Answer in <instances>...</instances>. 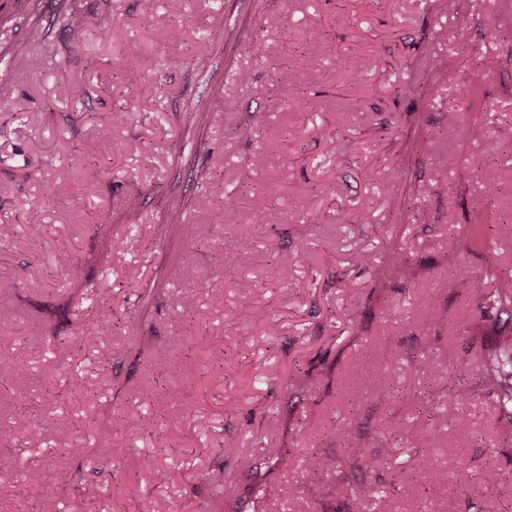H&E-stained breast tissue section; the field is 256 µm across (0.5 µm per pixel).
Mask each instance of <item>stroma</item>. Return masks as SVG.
Returning a JSON list of instances; mask_svg holds the SVG:
<instances>
[{
  "label": "stroma",
  "instance_id": "obj_1",
  "mask_svg": "<svg viewBox=\"0 0 512 512\" xmlns=\"http://www.w3.org/2000/svg\"><path fill=\"white\" fill-rule=\"evenodd\" d=\"M71 13L98 29L74 31ZM182 19L191 35L175 43L167 0H0V225L13 228L0 240V337L23 373L0 376V427L15 432L0 448V512H36L31 469L59 482V512H138L144 496L155 512H377L382 492L394 512H512V407L477 386L485 359H512V314L483 277L491 258L512 269V234L489 254L466 247L470 224H512V0H184ZM33 53L36 73L21 67ZM481 55L496 59L491 74ZM280 68L299 95L281 91ZM451 108L465 133L448 140ZM62 139L95 163L94 182L60 168ZM105 140L139 149L103 156ZM442 154L459 165L438 168ZM395 244L398 265L379 275ZM459 264L470 282L454 279ZM32 323L44 341L23 336ZM88 326L93 351L71 349ZM390 349L397 360L376 370L372 352ZM65 357L76 382L56 375ZM374 377L392 399L353 401ZM460 382L475 388L468 431L447 405L420 409ZM119 414L130 423L116 434ZM78 429L81 454L60 453ZM432 436L436 454L464 457L463 474L439 483L423 469ZM118 448L161 454L142 471ZM312 453L352 495L308 476ZM378 455L388 469L367 471ZM492 467L502 480L483 486Z\"/></svg>",
  "mask_w": 512,
  "mask_h": 512
}]
</instances>
